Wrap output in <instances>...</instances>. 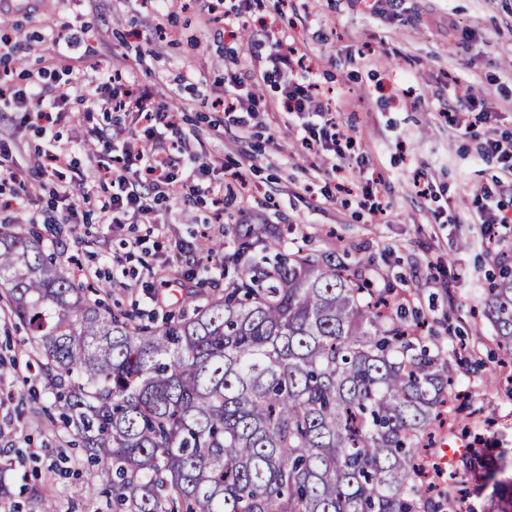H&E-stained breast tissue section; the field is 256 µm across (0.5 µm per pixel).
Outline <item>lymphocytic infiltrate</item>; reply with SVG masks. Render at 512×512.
Segmentation results:
<instances>
[{"mask_svg": "<svg viewBox=\"0 0 512 512\" xmlns=\"http://www.w3.org/2000/svg\"><path fill=\"white\" fill-rule=\"evenodd\" d=\"M80 43L81 35L74 30L53 38L51 56L59 62L60 80L50 91L36 83L16 88L9 77L14 47L9 41L0 42V112L33 113L43 122L42 144L36 150L35 161L17 157L14 148L0 142V183L13 184L16 199L25 201L37 193L36 184L27 177L29 168L44 175L67 168L69 175L61 179L53 197V207L66 224L84 222L78 193L85 190L92 176L112 188L101 200L99 210L116 226L129 215L144 224L157 223L158 204L171 198L201 194L222 197L224 187L214 176L213 160L192 153L190 135L169 138V131L180 125L178 111L157 100L150 85L136 83L129 66L122 61L98 59L85 65L74 64V51ZM308 59L305 48L282 31L267 37L262 50L250 52L247 67L255 79H277L281 99L273 104V111L296 115L309 112L317 117V124L308 128L302 138L305 149L336 153L349 136L329 102L310 81ZM72 99L88 103L93 111H123L140 121V128L130 130L121 144L105 138L98 141L99 154L120 149L124 158L121 167L101 165L91 176L78 168L73 148L61 147L54 131L55 116ZM255 103V93L247 90L240 75L225 77L224 112L231 115L241 136L249 134L246 115L253 111Z\"/></svg>", "mask_w": 512, "mask_h": 512, "instance_id": "1", "label": "lymphocytic infiltrate"}]
</instances>
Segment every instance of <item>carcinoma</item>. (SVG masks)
Returning a JSON list of instances; mask_svg holds the SVG:
<instances>
[{"label":"carcinoma","mask_w":512,"mask_h":512,"mask_svg":"<svg viewBox=\"0 0 512 512\" xmlns=\"http://www.w3.org/2000/svg\"><path fill=\"white\" fill-rule=\"evenodd\" d=\"M234 236L224 295L152 328L75 284L35 228L0 235V300L75 444L110 464L108 512H443L428 455L455 369L426 319L332 253ZM487 317L512 353V279ZM456 469L485 471L489 512H512V459Z\"/></svg>","instance_id":"1"}]
</instances>
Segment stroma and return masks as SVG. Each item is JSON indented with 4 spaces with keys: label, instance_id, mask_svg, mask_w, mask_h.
Segmentation results:
<instances>
[{
    "label": "stroma",
    "instance_id": "stroma-1",
    "mask_svg": "<svg viewBox=\"0 0 512 512\" xmlns=\"http://www.w3.org/2000/svg\"><path fill=\"white\" fill-rule=\"evenodd\" d=\"M210 7L207 17L194 0H176L159 13L151 0H82L77 7L0 0V38L16 47L12 77L19 87L51 83L43 52L50 30H82L89 56L119 55L137 77L179 87L172 105L184 131L220 157L225 172L242 171L255 187L245 195L225 179L218 220L210 197L171 199L160 230L149 235L132 217L117 232L102 224L94 201L108 190L92 181L86 223L42 225L45 252L64 246L66 257L97 270L109 283L107 305L159 317L193 311L224 293L220 278L197 287L199 257L181 252V244L205 232L232 249L234 225L257 218L277 227L290 247L368 265L388 277L406 310L434 325L442 349L458 351L456 385L468 393L471 410L459 414L445 443L512 456V386L485 382L503 352L483 314L496 269L481 243L479 214L485 201L512 216V177L485 151L487 141L512 138V0H379L374 7L368 0H250L249 28L236 38L218 24L229 0H210ZM283 29L310 49L311 78L354 138L351 190L338 188L333 156L302 146L298 117L266 111L281 97L278 84L261 85L264 104L247 139L215 104L225 73L241 71L252 45ZM191 65L204 71V85L185 81ZM462 85L481 100L480 110L459 114L472 128L467 135L445 115ZM84 110L71 102L56 124L62 146L132 126L131 114L95 111L76 127L71 114ZM375 173L383 180L373 185ZM417 174L431 194L414 186ZM367 187L387 203V215L365 205ZM131 237L140 243L130 250L123 241ZM35 353L32 337L0 302V485L10 491L0 512H39L45 500L56 512H103L105 497L87 492L82 449L50 420L54 395L30 367Z\"/></svg>",
    "mask_w": 512,
    "mask_h": 512
}]
</instances>
